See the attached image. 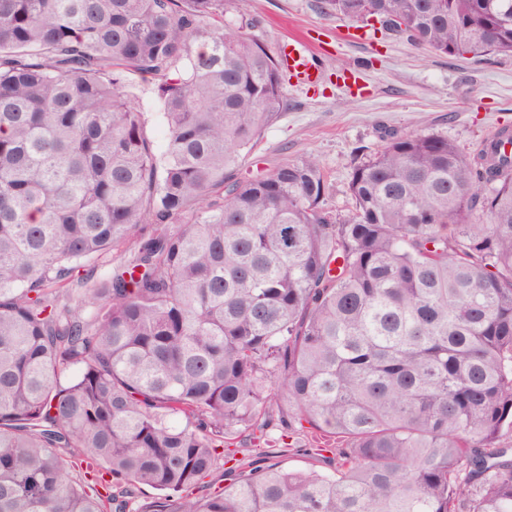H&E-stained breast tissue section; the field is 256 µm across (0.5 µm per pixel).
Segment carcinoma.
Masks as SVG:
<instances>
[{
	"label": "carcinoma",
	"mask_w": 512,
	"mask_h": 512,
	"mask_svg": "<svg viewBox=\"0 0 512 512\" xmlns=\"http://www.w3.org/2000/svg\"><path fill=\"white\" fill-rule=\"evenodd\" d=\"M244 3L0 0V512H512V130L386 132L344 215L310 155L232 181L286 109ZM325 8L512 56V0ZM147 222L179 229L80 276ZM273 390L333 470L238 463L236 432L274 447ZM130 84L137 93V104L142 112H146V133L155 140L161 137L162 127L159 120L160 103L157 100V91L154 82H142L136 76H129Z\"/></svg>",
	"instance_id": "cac0c4a2"
}]
</instances>
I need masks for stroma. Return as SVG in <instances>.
<instances>
[{
	"instance_id": "1",
	"label": "stroma",
	"mask_w": 512,
	"mask_h": 512,
	"mask_svg": "<svg viewBox=\"0 0 512 512\" xmlns=\"http://www.w3.org/2000/svg\"><path fill=\"white\" fill-rule=\"evenodd\" d=\"M249 35L277 55L290 30L310 37L321 83L285 80L288 107L231 172L247 180L314 156L327 190L326 211L351 206V173L383 145L386 130L433 133L461 151L512 128V56L448 57L363 19L330 14L323 0H248Z\"/></svg>"
}]
</instances>
